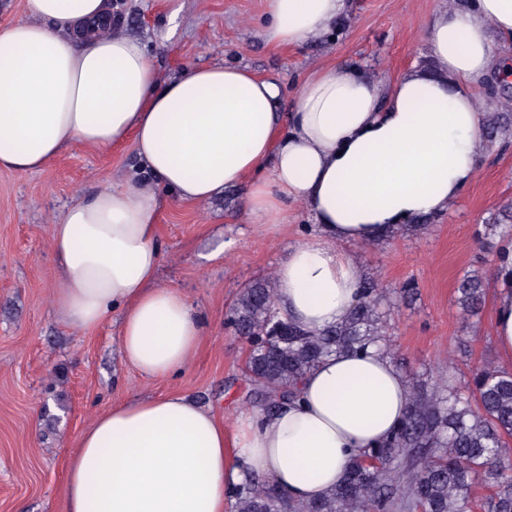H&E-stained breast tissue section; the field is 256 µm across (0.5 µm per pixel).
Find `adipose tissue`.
I'll use <instances>...</instances> for the list:
<instances>
[{"label": "adipose tissue", "instance_id": "1", "mask_svg": "<svg viewBox=\"0 0 512 512\" xmlns=\"http://www.w3.org/2000/svg\"><path fill=\"white\" fill-rule=\"evenodd\" d=\"M113 0H25L0 29V171L41 170L71 146L132 143L136 176L56 218L65 322L96 328L121 312L124 362L149 378L181 374L204 319L179 291L154 286L159 189L203 202L242 189L255 232L314 229L273 273L282 316L312 334L344 322L365 272L345 246L440 215L473 182L486 115L471 89L512 65V0H466L426 23L438 77L412 68L387 83L349 64L314 69L291 112L276 81L214 64L159 83L137 40L110 33ZM348 0H265L264 42L298 46L345 15ZM492 336L512 365V249L494 268ZM298 401L243 412L233 443L211 408L183 394L136 398L99 415L66 465V512H230L259 474L290 501L332 492L354 458L404 420L411 391L372 347L324 358Z\"/></svg>", "mask_w": 512, "mask_h": 512}]
</instances>
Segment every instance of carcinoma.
Returning a JSON list of instances; mask_svg holds the SVG:
<instances>
[{
  "instance_id": "carcinoma-1",
  "label": "carcinoma",
  "mask_w": 512,
  "mask_h": 512,
  "mask_svg": "<svg viewBox=\"0 0 512 512\" xmlns=\"http://www.w3.org/2000/svg\"><path fill=\"white\" fill-rule=\"evenodd\" d=\"M486 95L500 107L489 113L485 127L493 143L512 135V87L492 82ZM486 229L497 238L499 261L512 245V203L492 214ZM487 287L479 270L457 282L465 327L479 316ZM392 304L368 277L348 318L311 335L279 316L270 282L259 280L240 292L226 324L248 343L247 372L258 408L270 412L295 399L299 380L332 353L369 346L391 352L387 308ZM409 382L412 403L402 424L384 444L354 459L332 493L295 504L250 476L233 512H474L472 491L479 484L492 489L486 512H512V371L480 362L463 382L450 360L432 385L416 377Z\"/></svg>"
}]
</instances>
